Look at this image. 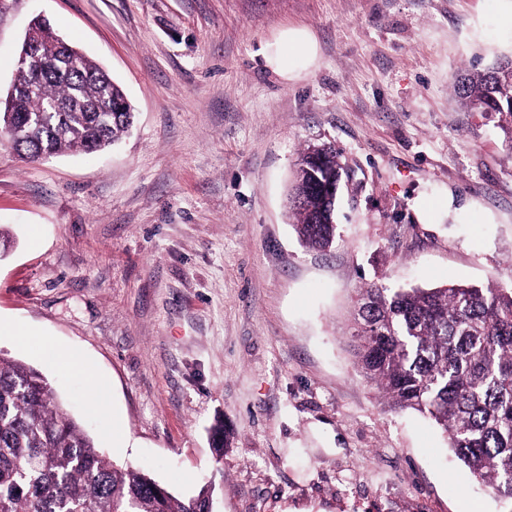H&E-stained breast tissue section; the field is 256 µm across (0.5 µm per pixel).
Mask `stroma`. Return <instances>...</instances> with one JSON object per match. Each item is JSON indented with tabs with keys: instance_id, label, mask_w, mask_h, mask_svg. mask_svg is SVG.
Here are the masks:
<instances>
[{
	"instance_id": "35a3bbf8",
	"label": "stroma",
	"mask_w": 512,
	"mask_h": 512,
	"mask_svg": "<svg viewBox=\"0 0 512 512\" xmlns=\"http://www.w3.org/2000/svg\"><path fill=\"white\" fill-rule=\"evenodd\" d=\"M39 14L136 118L97 154L0 144V355L42 371L111 461L182 496L213 482L214 512H512L350 343L363 284H512V150L453 94L512 53L501 0H17L2 96ZM289 27L318 45L294 81L264 56ZM314 145L344 167L323 252L288 202Z\"/></svg>"
}]
</instances>
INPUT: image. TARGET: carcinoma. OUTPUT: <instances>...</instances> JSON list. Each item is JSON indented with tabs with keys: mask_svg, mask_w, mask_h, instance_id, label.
Returning <instances> with one entry per match:
<instances>
[{
	"mask_svg": "<svg viewBox=\"0 0 512 512\" xmlns=\"http://www.w3.org/2000/svg\"><path fill=\"white\" fill-rule=\"evenodd\" d=\"M38 55L18 61L13 90L28 149L45 158L105 149L134 112L121 87L52 28ZM464 112H483L512 147V57L458 80ZM332 148L298 158L290 199L301 241L324 250L336 225L324 187L339 179ZM352 323L359 375L394 409L432 421L448 447L500 498L512 499V286L448 284L357 289ZM214 488L180 496L140 469L104 456L39 370L0 355V512H209Z\"/></svg>",
	"mask_w": 512,
	"mask_h": 512,
	"instance_id": "cac0c4a2",
	"label": "carcinoma"
}]
</instances>
